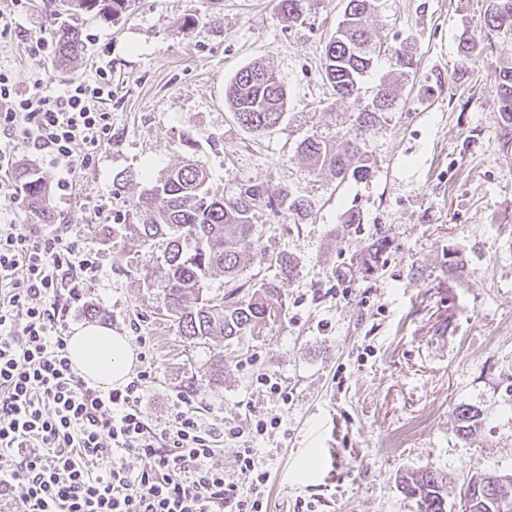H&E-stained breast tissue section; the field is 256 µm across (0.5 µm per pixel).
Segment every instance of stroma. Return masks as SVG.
Masks as SVG:
<instances>
[{
	"mask_svg": "<svg viewBox=\"0 0 512 512\" xmlns=\"http://www.w3.org/2000/svg\"><path fill=\"white\" fill-rule=\"evenodd\" d=\"M488 4L379 0L378 38L413 55L418 75L368 140L372 177L343 185L311 170L297 145L340 131L343 114L391 75L381 57L357 102L323 81L322 50L345 0H309L289 28L279 0H132L113 24L91 13L71 19L85 50L49 75L59 86L111 61L112 139L78 171L68 200L50 203L56 223L81 235L102 265L65 331L89 324L95 308L98 324L144 337L146 422L167 421L180 392L206 424L238 430L215 462L244 492L252 476L234 455L254 449L270 473L268 512H297L300 500L315 512H417L399 479L428 467L448 480V512H462L468 473L512 475V147L495 103L512 43L492 36L469 75L450 78L462 34H477ZM255 61L276 71L287 101L282 122L261 134L242 127L225 100L234 75ZM189 158L207 169L214 194L258 185L315 204L307 216L259 210V245L240 275L208 278L209 294L221 295L275 279L278 252L297 264L281 288V316L223 346L179 335L145 280L157 248L124 227L129 199ZM120 173L134 181L116 194ZM352 212L359 223H348ZM379 239L385 249L364 268ZM462 402L486 417L467 442L452 414ZM259 415L275 421L261 435Z\"/></svg>",
	"mask_w": 512,
	"mask_h": 512,
	"instance_id": "1",
	"label": "stroma"
}]
</instances>
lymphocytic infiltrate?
<instances>
[{
    "label": "lymphocytic infiltrate",
    "instance_id": "1",
    "mask_svg": "<svg viewBox=\"0 0 512 512\" xmlns=\"http://www.w3.org/2000/svg\"><path fill=\"white\" fill-rule=\"evenodd\" d=\"M53 40L26 43V86L0 68V172L25 146L55 176L65 199L80 166L95 162L112 132V64L93 78L52 88L43 63ZM98 259L62 224H0V502L13 512H267L269 474L252 449L236 452L252 473L248 495L212 462L223 432L207 427L176 394L171 418L148 425L141 412L150 370L121 388L87 383L60 323L94 279ZM150 460L132 471L129 458Z\"/></svg>",
    "mask_w": 512,
    "mask_h": 512
}]
</instances>
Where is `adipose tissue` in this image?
<instances>
[{
	"mask_svg": "<svg viewBox=\"0 0 512 512\" xmlns=\"http://www.w3.org/2000/svg\"><path fill=\"white\" fill-rule=\"evenodd\" d=\"M68 355L83 379L102 387L125 384L137 362L130 339L100 325L76 329L68 339Z\"/></svg>",
	"mask_w": 512,
	"mask_h": 512,
	"instance_id": "ef3b65f1",
	"label": "adipose tissue"
}]
</instances>
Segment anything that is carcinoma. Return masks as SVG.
Returning a JSON list of instances; mask_svg holds the SVG:
<instances>
[{
    "mask_svg": "<svg viewBox=\"0 0 512 512\" xmlns=\"http://www.w3.org/2000/svg\"><path fill=\"white\" fill-rule=\"evenodd\" d=\"M45 20L56 44L58 63L78 59L83 40L77 28L64 22L79 13H94L105 21L119 20L130 7V0H48ZM304 0H280V18L298 21ZM375 0H346L342 18L324 45L322 72L332 90L342 99H359L363 78L374 68L380 55L368 19L375 12ZM484 29L490 35L512 36V0H489ZM483 51L474 37L461 46L459 70H467ZM391 60L401 82L417 78L413 58L394 48ZM499 110L504 124L512 127V62L497 75ZM226 100L237 122L255 133H264L282 121L286 93L277 75L260 63L240 69L226 88ZM398 86L380 84L370 104L346 113V132L325 136L317 132L305 137L297 152L312 169H328L338 183L363 180L370 176L374 160L367 149L368 137L385 124L396 106ZM18 187L29 206L52 221L49 192L44 179L28 167L14 173ZM284 207L298 215L313 210L312 202L285 191L273 201L256 185L246 186L237 196L224 199L210 194L206 169L193 160L171 168L149 183L139 200L130 203L126 219L129 228L143 241H151L161 252L155 269L146 273L151 287L162 289L163 305L187 340L233 341L252 336L282 311L281 286L259 282L249 288H236L222 296H211L204 281L219 270L233 280L241 271L243 258L258 247L256 210ZM282 279L291 280L297 266L285 253L271 258ZM456 435L462 441L473 437L485 421L482 409L460 403L453 409ZM484 486L463 489V512H512V495L495 497L498 479L483 478ZM402 493L415 501L417 512H447L448 482L431 468L401 477Z\"/></svg>",
    "mask_w": 512,
    "mask_h": 512,
    "instance_id": "carcinoma-1",
    "label": "carcinoma"
}]
</instances>
